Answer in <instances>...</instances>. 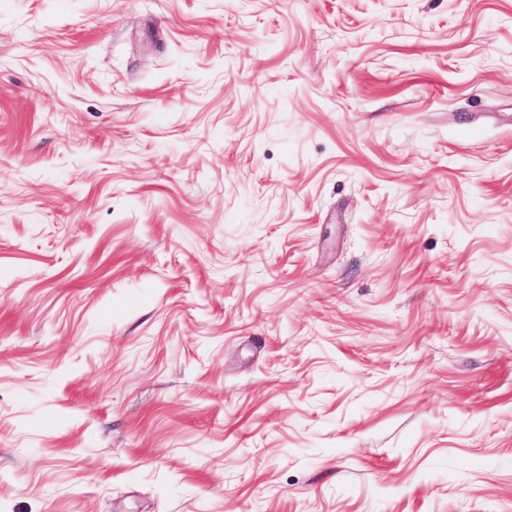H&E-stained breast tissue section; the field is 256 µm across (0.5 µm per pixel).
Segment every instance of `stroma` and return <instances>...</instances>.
Masks as SVG:
<instances>
[{"label": "stroma", "mask_w": 512, "mask_h": 512, "mask_svg": "<svg viewBox=\"0 0 512 512\" xmlns=\"http://www.w3.org/2000/svg\"><path fill=\"white\" fill-rule=\"evenodd\" d=\"M0 512H512V0H0Z\"/></svg>", "instance_id": "1"}]
</instances>
